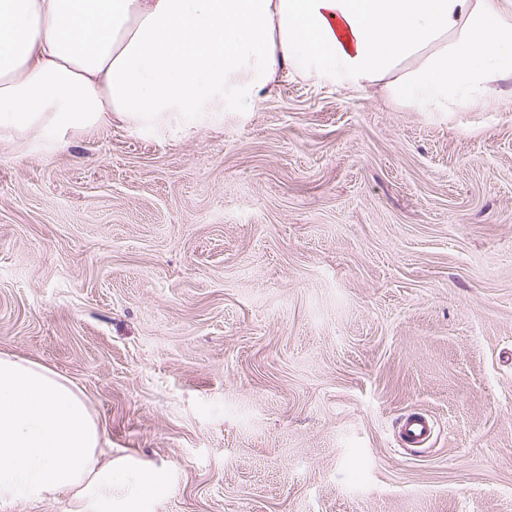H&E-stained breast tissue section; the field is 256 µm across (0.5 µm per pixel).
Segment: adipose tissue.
I'll return each instance as SVG.
<instances>
[{
	"label": "adipose tissue",
	"mask_w": 512,
	"mask_h": 512,
	"mask_svg": "<svg viewBox=\"0 0 512 512\" xmlns=\"http://www.w3.org/2000/svg\"><path fill=\"white\" fill-rule=\"evenodd\" d=\"M378 87L418 112L494 108L512 79V0H0V139L121 123L181 137L258 106L285 75ZM84 393L0 353V512L58 494L140 512L164 468L104 458Z\"/></svg>",
	"instance_id": "obj_1"
}]
</instances>
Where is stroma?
Segmentation results:
<instances>
[{
    "label": "stroma",
    "mask_w": 512,
    "mask_h": 512,
    "mask_svg": "<svg viewBox=\"0 0 512 512\" xmlns=\"http://www.w3.org/2000/svg\"><path fill=\"white\" fill-rule=\"evenodd\" d=\"M501 89L417 112L288 78L181 140H1L0 352L165 468L145 512H512ZM431 435L429 421L419 414L408 415L400 427V439L405 446H422Z\"/></svg>",
    "instance_id": "obj_1"
}]
</instances>
